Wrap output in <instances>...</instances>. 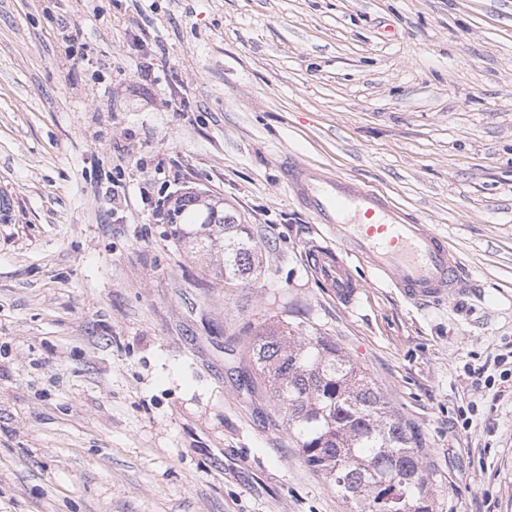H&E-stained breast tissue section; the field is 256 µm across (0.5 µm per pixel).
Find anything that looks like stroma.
I'll return each mask as SVG.
<instances>
[{"mask_svg":"<svg viewBox=\"0 0 512 512\" xmlns=\"http://www.w3.org/2000/svg\"><path fill=\"white\" fill-rule=\"evenodd\" d=\"M295 155L433 225L471 286L419 307L306 255ZM205 192L267 249L207 285ZM316 328L419 429L436 512H512V0H0V512H350L246 336ZM167 216L172 240L194 257L206 255L203 272L224 290L245 288L261 276L262 244L249 224L225 211L223 199L186 192L175 198Z\"/></svg>","mask_w":512,"mask_h":512,"instance_id":"stroma-1","label":"stroma"}]
</instances>
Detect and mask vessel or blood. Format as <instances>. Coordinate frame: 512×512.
<instances>
[{
  "mask_svg": "<svg viewBox=\"0 0 512 512\" xmlns=\"http://www.w3.org/2000/svg\"><path fill=\"white\" fill-rule=\"evenodd\" d=\"M282 172L299 203L333 235L332 241L313 244L309 261L337 299L349 303L358 293L350 270L354 261L419 305L467 288L461 261L445 237L385 196L299 157L289 158Z\"/></svg>",
  "mask_w": 512,
  "mask_h": 512,
  "instance_id": "vessel-or-blood-1",
  "label": "vessel or blood"
}]
</instances>
